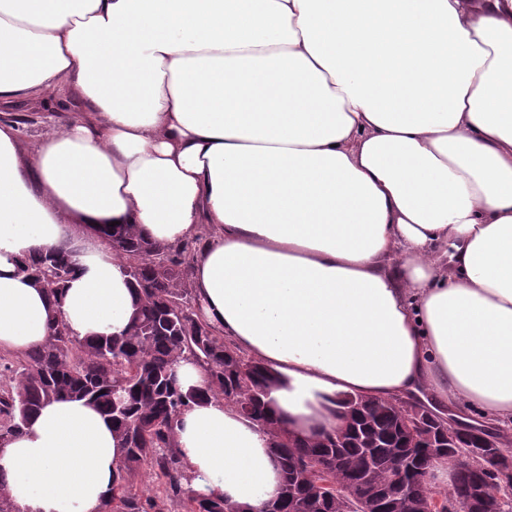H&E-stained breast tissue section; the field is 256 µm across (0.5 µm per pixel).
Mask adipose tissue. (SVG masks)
Segmentation results:
<instances>
[{
    "mask_svg": "<svg viewBox=\"0 0 512 512\" xmlns=\"http://www.w3.org/2000/svg\"><path fill=\"white\" fill-rule=\"evenodd\" d=\"M67 95L22 153L0 123V351L122 334L136 297L93 225L199 235L205 319L276 378L303 439L334 400L512 425V0H0V102ZM70 251L62 302L28 278ZM195 491L261 512L281 475L220 399L183 411ZM121 448L81 400L0 442L18 512H100Z\"/></svg>",
    "mask_w": 512,
    "mask_h": 512,
    "instance_id": "ef3b65f1",
    "label": "adipose tissue"
}]
</instances>
